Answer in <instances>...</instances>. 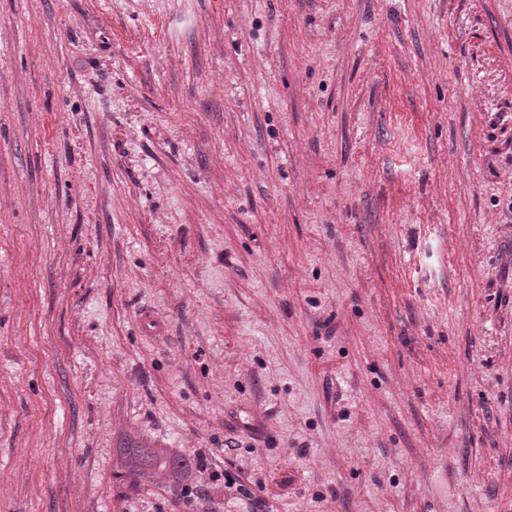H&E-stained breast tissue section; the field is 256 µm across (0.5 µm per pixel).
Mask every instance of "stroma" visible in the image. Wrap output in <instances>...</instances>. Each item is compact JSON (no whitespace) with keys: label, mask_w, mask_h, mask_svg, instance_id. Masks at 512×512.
<instances>
[{"label":"stroma","mask_w":512,"mask_h":512,"mask_svg":"<svg viewBox=\"0 0 512 512\" xmlns=\"http://www.w3.org/2000/svg\"><path fill=\"white\" fill-rule=\"evenodd\" d=\"M257 501L512 512V0H0V512ZM125 475L134 479L145 469H153L154 472L171 480H182L190 471L191 462L174 452L159 453L153 448H126Z\"/></svg>","instance_id":"obj_1"}]
</instances>
